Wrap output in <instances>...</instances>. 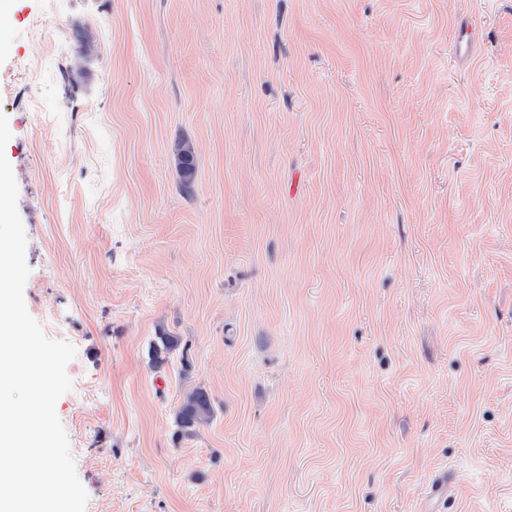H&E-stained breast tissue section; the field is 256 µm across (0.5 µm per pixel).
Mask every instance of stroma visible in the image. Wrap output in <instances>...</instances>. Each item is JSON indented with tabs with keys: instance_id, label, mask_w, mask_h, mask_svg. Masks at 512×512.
<instances>
[{
	"instance_id": "35a3bbf8",
	"label": "stroma",
	"mask_w": 512,
	"mask_h": 512,
	"mask_svg": "<svg viewBox=\"0 0 512 512\" xmlns=\"http://www.w3.org/2000/svg\"><path fill=\"white\" fill-rule=\"evenodd\" d=\"M0 114L85 512H512V0H10ZM173 152L179 160L183 182L187 185L193 179L196 170L194 151L187 142L176 141L173 145ZM212 416V403L206 391L196 389L188 393L176 414L180 432L187 431L196 425L207 422Z\"/></svg>"
}]
</instances>
